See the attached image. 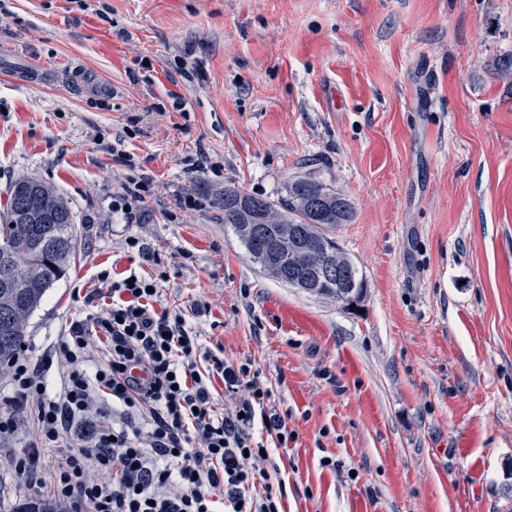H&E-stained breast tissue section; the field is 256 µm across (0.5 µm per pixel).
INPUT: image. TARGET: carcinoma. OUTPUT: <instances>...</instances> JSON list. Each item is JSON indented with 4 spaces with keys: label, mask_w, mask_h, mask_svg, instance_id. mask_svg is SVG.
Wrapping results in <instances>:
<instances>
[{
    "label": "carcinoma",
    "mask_w": 512,
    "mask_h": 512,
    "mask_svg": "<svg viewBox=\"0 0 512 512\" xmlns=\"http://www.w3.org/2000/svg\"><path fill=\"white\" fill-rule=\"evenodd\" d=\"M218 206L224 209V223L230 225L250 258L263 269L273 267L288 273V249L284 241L311 233H323L322 224H346L352 218L351 202L310 177L288 182L287 195L278 202L224 188ZM268 230L264 239L253 235L252 226ZM76 229L68 204L54 189L24 178L10 191L6 212L0 216V372L6 370L25 343L29 317L39 307L47 290L75 259ZM296 273L313 281L322 280L326 291L336 287L363 288L358 269L350 265L339 276L325 277L312 263ZM21 512H68L67 507L50 499L30 501Z\"/></svg>",
    "instance_id": "1"
}]
</instances>
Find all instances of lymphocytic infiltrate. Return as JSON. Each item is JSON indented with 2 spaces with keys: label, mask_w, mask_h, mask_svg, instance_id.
Instances as JSON below:
<instances>
[{
  "label": "lymphocytic infiltrate",
  "mask_w": 512,
  "mask_h": 512,
  "mask_svg": "<svg viewBox=\"0 0 512 512\" xmlns=\"http://www.w3.org/2000/svg\"><path fill=\"white\" fill-rule=\"evenodd\" d=\"M150 285L141 277L112 282L122 301L70 325L55 350L67 369L60 394L47 391V364L16 356L0 440L14 436L22 414H35L16 475L48 484L71 512H284L286 486L272 479L280 466L253 435L259 420L276 447L293 439L284 417L269 410L271 390L251 363L201 347L180 311L156 309ZM96 338L108 358L90 376L81 364ZM202 361L224 381L223 415ZM100 392L111 407L94 408ZM60 446L66 453L43 481L45 451Z\"/></svg>",
  "instance_id": "1"
}]
</instances>
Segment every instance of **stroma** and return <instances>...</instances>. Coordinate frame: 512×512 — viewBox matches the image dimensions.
I'll use <instances>...</instances> for the list:
<instances>
[{
    "label": "stroma",
    "mask_w": 512,
    "mask_h": 512,
    "mask_svg": "<svg viewBox=\"0 0 512 512\" xmlns=\"http://www.w3.org/2000/svg\"><path fill=\"white\" fill-rule=\"evenodd\" d=\"M511 58L512 0H0V63L40 73L0 75V212L36 177L77 229L27 356L111 304L102 273L152 277L287 414L286 512H512ZM299 176L353 205L357 305L267 276L215 206ZM33 426L0 442V512L40 495L11 466Z\"/></svg>",
    "instance_id": "1"
}]
</instances>
